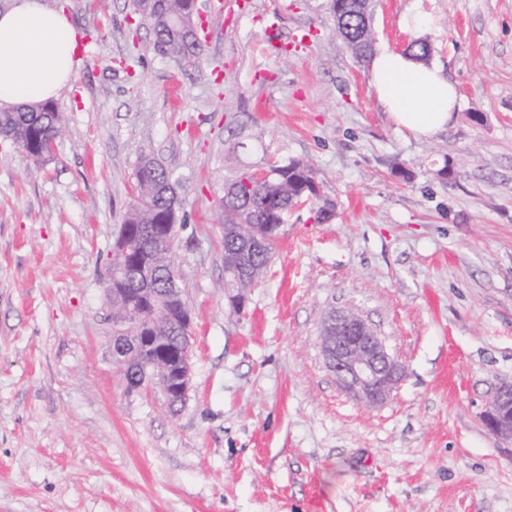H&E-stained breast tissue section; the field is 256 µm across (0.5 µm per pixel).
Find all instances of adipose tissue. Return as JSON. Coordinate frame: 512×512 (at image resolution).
<instances>
[{
  "label": "adipose tissue",
  "mask_w": 512,
  "mask_h": 512,
  "mask_svg": "<svg viewBox=\"0 0 512 512\" xmlns=\"http://www.w3.org/2000/svg\"><path fill=\"white\" fill-rule=\"evenodd\" d=\"M77 34L45 0H15L0 12V105L56 97L71 81ZM377 100L396 125L419 139L446 130L460 106L457 85L433 64L385 49L371 62Z\"/></svg>",
  "instance_id": "obj_1"
}]
</instances>
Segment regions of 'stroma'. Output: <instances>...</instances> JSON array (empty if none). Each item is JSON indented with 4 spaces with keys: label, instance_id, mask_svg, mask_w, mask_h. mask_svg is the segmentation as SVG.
Listing matches in <instances>:
<instances>
[{
    "label": "stroma",
    "instance_id": "stroma-1",
    "mask_svg": "<svg viewBox=\"0 0 512 512\" xmlns=\"http://www.w3.org/2000/svg\"><path fill=\"white\" fill-rule=\"evenodd\" d=\"M88 46L35 164L0 141V512H512V441L481 415L512 382V0H372L375 50L421 37L458 87L448 130L397 129L331 0H253L196 66L153 46L133 0H46ZM426 14L420 33L402 29ZM150 156L180 199L191 386L128 391L104 293ZM299 160L292 210L243 309L224 280V192ZM329 203L334 215L317 211ZM359 311L404 367L350 399L321 323Z\"/></svg>",
    "mask_w": 512,
    "mask_h": 512
}]
</instances>
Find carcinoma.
<instances>
[{
  "mask_svg": "<svg viewBox=\"0 0 512 512\" xmlns=\"http://www.w3.org/2000/svg\"><path fill=\"white\" fill-rule=\"evenodd\" d=\"M186 5V0H164L162 4L142 14L141 19L153 30L156 49L175 58L196 65L202 55V46L194 45L170 27L171 16ZM346 10L336 19V34L346 47L358 58L366 56L372 49L373 37L370 25L371 15L367 14L358 0H345ZM63 114L52 100L21 105L12 109H0V129L12 134L14 144L25 145L36 133L43 135L48 142L57 139L62 131ZM168 178L166 171L154 160L143 159L137 171L138 200L125 215L123 225L138 245L153 255L165 260V276H180L173 258V241L155 237L151 229L168 220L169 200L160 194L158 187ZM315 179L313 168L304 162L291 160L276 167V175L270 178L275 191H270L264 181L257 180L249 173L241 174L233 185L234 192L224 199V253L240 245L234 235L235 221L241 212H246L250 220V233L267 239L260 249L249 253L245 266L237 277H228L226 287L234 294L249 292L264 276L275 250V240L267 237L269 225L277 221L276 209L291 205L301 191L302 180ZM112 312L131 307L138 313V323L149 327L150 335L157 338L158 345L141 346L129 356V366L133 373L155 370L161 360L160 349L169 350L165 363L178 370L185 362L187 338L180 335L179 328L183 315L181 305L174 298L164 304L153 306L152 300L164 293V284H158L153 297L140 294L139 285L112 281Z\"/></svg>",
  "mask_w": 512,
  "mask_h": 512,
  "instance_id": "cac0c4a2",
  "label": "carcinoma"
}]
</instances>
